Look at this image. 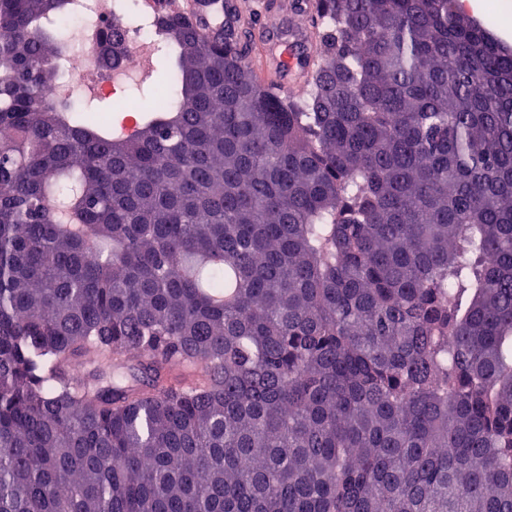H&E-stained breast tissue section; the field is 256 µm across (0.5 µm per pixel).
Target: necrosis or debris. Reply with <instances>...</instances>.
<instances>
[{
  "instance_id": "obj_1",
  "label": "necrosis or debris",
  "mask_w": 512,
  "mask_h": 512,
  "mask_svg": "<svg viewBox=\"0 0 512 512\" xmlns=\"http://www.w3.org/2000/svg\"><path fill=\"white\" fill-rule=\"evenodd\" d=\"M119 14L127 19L124 34L132 47V61L112 69L98 65L96 57L102 42L112 35L113 16ZM151 15L149 0H73L66 14L53 19L72 48L73 61L63 77L44 85L45 99L85 104L108 96L119 102L124 114H139V102L127 90L153 77L156 37Z\"/></svg>"
}]
</instances>
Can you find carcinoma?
Segmentation results:
<instances>
[{
    "mask_svg": "<svg viewBox=\"0 0 512 512\" xmlns=\"http://www.w3.org/2000/svg\"><path fill=\"white\" fill-rule=\"evenodd\" d=\"M458 2L315 0L283 96L158 0L124 134L42 99L71 0H0V512H512V48Z\"/></svg>",
    "mask_w": 512,
    "mask_h": 512,
    "instance_id": "1",
    "label": "carcinoma"
}]
</instances>
